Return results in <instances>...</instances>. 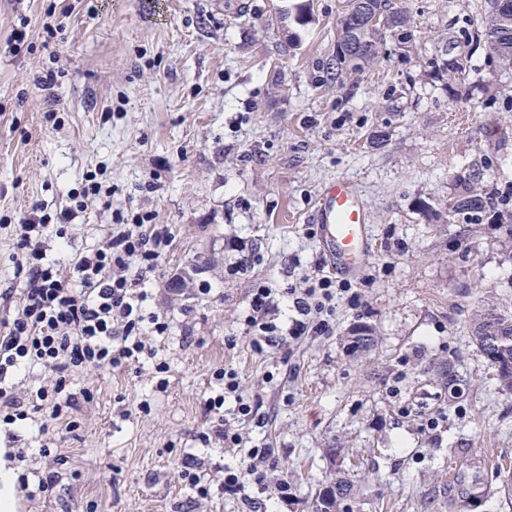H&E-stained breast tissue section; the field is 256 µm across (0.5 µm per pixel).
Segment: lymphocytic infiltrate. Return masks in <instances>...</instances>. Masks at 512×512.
<instances>
[{"instance_id": "1", "label": "lymphocytic infiltrate", "mask_w": 512, "mask_h": 512, "mask_svg": "<svg viewBox=\"0 0 512 512\" xmlns=\"http://www.w3.org/2000/svg\"><path fill=\"white\" fill-rule=\"evenodd\" d=\"M48 217L41 205L16 227V266L23 275L17 311L0 332V422L13 424L30 413L48 411L54 431L75 427L78 401L67 388L66 376L75 368H119L152 354V337L169 335L173 320L147 311L142 284L155 271L172 239L169 225L152 223L150 216L116 214L109 233L95 248L77 254L68 275L45 263L41 238ZM346 280L317 272L305 288H278L268 282L251 289L244 324L258 351L287 344L304 336L331 333L338 296L350 290ZM291 299L295 318L283 321L281 305ZM36 366L45 383L19 392L16 372ZM212 378L218 389L206 401L217 418L203 443L212 439L242 449L244 463L224 470L222 490L245 494L260 482V468L274 457L266 445L248 444L224 416V403L234 398L237 420L262 425L253 405L240 397L238 373L220 368Z\"/></svg>"}]
</instances>
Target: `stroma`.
<instances>
[{
    "mask_svg": "<svg viewBox=\"0 0 512 512\" xmlns=\"http://www.w3.org/2000/svg\"><path fill=\"white\" fill-rule=\"evenodd\" d=\"M394 2L420 40L410 54L386 42L350 94L323 83L344 0H0V324L23 286L16 219L36 202L70 205L88 171L112 195L50 224L57 269L100 243L119 211L173 232L144 285L150 310L174 318L156 359L74 370L70 391L90 397L63 436L41 434L38 413L0 425L8 512H270L283 479L279 512H311L339 479L353 512H512V393L497 389L467 327L473 300L512 310V245L496 229L512 221V68L487 46L462 48L469 96L455 97L427 61L452 44L458 18L487 17L494 0ZM474 176L501 199L464 241L448 209ZM338 178L357 187L374 236L352 281L361 304L338 299L331 334L256 351L248 292L313 273L311 214ZM234 232L257 256L237 275L224 249ZM185 270L191 282L174 295L169 280ZM360 324L374 330L364 355L347 349ZM450 363L457 398L442 375ZM224 366L267 418L244 436L277 454L249 487L251 506L220 489L237 451L197 439L215 423L205 401ZM188 452L205 461L206 499L178 476ZM47 470L58 486L31 495Z\"/></svg>",
    "mask_w": 512,
    "mask_h": 512,
    "instance_id": "35a3bbf8",
    "label": "stroma"
}]
</instances>
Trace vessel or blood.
Listing matches in <instances>:
<instances>
[{"label":"vessel or blood","mask_w":512,"mask_h":512,"mask_svg":"<svg viewBox=\"0 0 512 512\" xmlns=\"http://www.w3.org/2000/svg\"><path fill=\"white\" fill-rule=\"evenodd\" d=\"M312 222L320 239L322 253L340 275L353 278L360 260L373 247L369 217L355 187L346 179L325 185L318 196Z\"/></svg>","instance_id":"obj_1"}]
</instances>
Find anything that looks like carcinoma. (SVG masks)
Here are the masks:
<instances>
[{
    "label": "carcinoma",
    "mask_w": 512,
    "mask_h": 512,
    "mask_svg": "<svg viewBox=\"0 0 512 512\" xmlns=\"http://www.w3.org/2000/svg\"><path fill=\"white\" fill-rule=\"evenodd\" d=\"M365 2L371 13L378 15L374 25L364 22L354 23L353 15L346 11L339 13L336 19V55L327 67L326 80L336 82L343 88L346 80L374 64L382 53L385 38H391L405 52H411L419 40V31L405 9H397L392 0H349L351 8L359 9ZM512 4V0H494V11L479 24L466 18L461 21L457 31L460 42L479 45L488 44L499 62L512 66V7L503 6V2ZM431 72L436 78L462 70L460 59L444 52L430 62ZM494 190L481 191L468 187L464 194L457 197L448 212V223L461 218L472 233L481 226L483 215L494 204ZM473 341L493 369L492 379L502 391L512 392V313L495 309H484L474 314L470 322ZM353 349L368 352L374 347V337L369 326L357 330ZM351 489L343 480H338L325 491L318 493L313 504V512H342V502L350 496Z\"/></svg>",
    "instance_id": "carcinoma-1"
}]
</instances>
